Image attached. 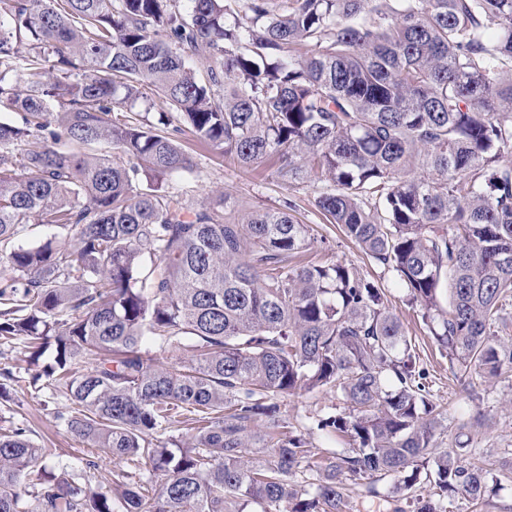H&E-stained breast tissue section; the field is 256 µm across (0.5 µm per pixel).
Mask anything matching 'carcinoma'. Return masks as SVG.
<instances>
[{
	"label": "carcinoma",
	"mask_w": 512,
	"mask_h": 512,
	"mask_svg": "<svg viewBox=\"0 0 512 512\" xmlns=\"http://www.w3.org/2000/svg\"><path fill=\"white\" fill-rule=\"evenodd\" d=\"M157 98L179 124L136 113ZM0 108L20 115L0 120V336L31 365L55 347L32 384L71 401L87 468L122 463L90 491L0 431V512H347L351 483L377 498L422 475L417 512L485 502L481 454H433L443 419L386 289L303 259L314 228L285 210H192L159 181L196 174L186 129L242 167L275 160L395 278L464 390L473 368L501 378L512 0H0ZM31 138L50 144L15 150ZM28 224L72 249L15 244ZM319 389L346 407L316 429L352 444L316 459L280 400Z\"/></svg>",
	"instance_id": "cac0c4a2"
}]
</instances>
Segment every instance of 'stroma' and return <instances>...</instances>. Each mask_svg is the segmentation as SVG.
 <instances>
[{
    "mask_svg": "<svg viewBox=\"0 0 512 512\" xmlns=\"http://www.w3.org/2000/svg\"><path fill=\"white\" fill-rule=\"evenodd\" d=\"M182 147L197 164L195 178L180 184L193 206L205 205L219 210L228 203L244 214L258 208H281L285 203H292L293 215L315 229L316 240L307 253L308 259L352 263L367 278L386 288L391 308L416 344L419 365L428 375L432 399L447 418L446 429L435 443L436 452L455 448L464 440L471 447L482 449L484 458L492 466L496 483L481 512H512V386L503 381L489 383L474 371L470 380L478 398L468 399L453 377L447 357L442 356L433 344L416 309L403 302L401 291L390 274L370 265L362 252L315 207L312 184H284L275 178L266 163L252 168L239 167L219 151L199 144L188 133L182 137ZM1 369L10 371L12 379L8 383L11 399L0 404V428L27 429L29 437L39 447L53 449L75 473L83 474V484L88 490L110 489L115 462L102 458L96 469L85 470L89 450L59 417L70 402L50 385L48 379H41L38 386H31L30 381L38 368L29 364L22 341L0 338ZM342 407V400L334 392L320 390L288 397L281 411L283 419L299 428L309 424L311 417L333 413ZM431 491L429 484L421 483L411 494H397L383 501L366 497L360 487L354 485L350 488L349 512H416L417 496L428 495Z\"/></svg>",
    "mask_w": 512,
    "mask_h": 512,
    "instance_id": "35a3bbf8",
    "label": "stroma"
}]
</instances>
